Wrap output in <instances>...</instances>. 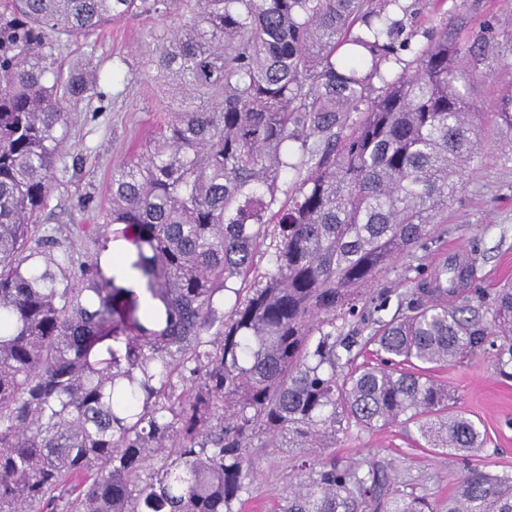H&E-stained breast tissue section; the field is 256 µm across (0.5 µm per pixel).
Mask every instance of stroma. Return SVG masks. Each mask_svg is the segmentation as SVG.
Masks as SVG:
<instances>
[{
	"label": "stroma",
	"mask_w": 512,
	"mask_h": 512,
	"mask_svg": "<svg viewBox=\"0 0 512 512\" xmlns=\"http://www.w3.org/2000/svg\"><path fill=\"white\" fill-rule=\"evenodd\" d=\"M404 2L418 5L412 24L420 34L443 17L462 23L471 36L485 23H493L499 36L484 48L485 59L479 69L487 77L477 84L475 96L487 109L503 94L512 92V0ZM165 24V19L153 15L117 20L91 40L70 42L61 54L60 60L67 67L83 54L93 53L108 94L102 102H81L72 113L66 150L69 156L80 159L81 167L55 180L51 192L50 225L68 236L82 257L93 255L94 247L81 240L78 230L104 223L113 165L127 158L130 145L145 149L168 119L160 93L141 78L147 34ZM120 56L132 70L125 82L112 79V64ZM85 195L93 196L94 202L84 209L77 200ZM444 222L447 237L418 251V262L431 268L450 261L456 247H463L474 260L475 284L483 301L491 303L496 288L512 281V127L495 122L484 126L478 155L462 189L449 202ZM412 279L401 261L380 274L375 292L386 300L383 319L397 313L401 299L411 294ZM434 377L455 393L461 409L484 435L483 448L472 458V465L512 474V379L500 376L487 357L453 362L438 368ZM297 456V451L283 449L261 458L252 492L240 512H265L267 503L283 494L284 477L290 471L291 459ZM324 458L364 470L383 465L406 490L426 497L440 512H445L448 495L464 473L455 456L433 453L415 428L401 424L381 431H350L327 449Z\"/></svg>",
	"instance_id": "1"
}]
</instances>
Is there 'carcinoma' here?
Segmentation results:
<instances>
[{"instance_id": "obj_1", "label": "carcinoma", "mask_w": 512, "mask_h": 512, "mask_svg": "<svg viewBox=\"0 0 512 512\" xmlns=\"http://www.w3.org/2000/svg\"><path fill=\"white\" fill-rule=\"evenodd\" d=\"M400 11L0 0V512H234L261 448L306 457L266 512H437L380 465L320 460L354 428L401 423L469 461L483 435L431 372L494 336L512 378V283L488 318L466 259L405 267L416 288L400 316H378L370 293L441 240L484 124L512 127V93L488 111L473 98L494 27L442 24L417 45ZM140 14L181 18L147 34L171 117L112 168L82 260L58 230L36 233L56 173L77 168L73 106L107 94L93 57L65 72L58 55ZM111 224L134 232L150 314L100 264ZM370 345L383 366L355 365ZM446 512H512V475L466 466Z\"/></svg>"}]
</instances>
